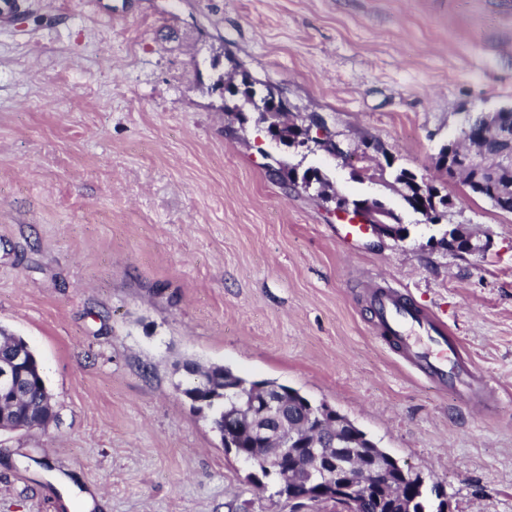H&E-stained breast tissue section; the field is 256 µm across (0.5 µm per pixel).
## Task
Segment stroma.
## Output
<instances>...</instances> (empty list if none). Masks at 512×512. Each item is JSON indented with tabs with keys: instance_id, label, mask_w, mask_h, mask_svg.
<instances>
[{
	"instance_id": "35a3bbf8",
	"label": "stroma",
	"mask_w": 512,
	"mask_h": 512,
	"mask_svg": "<svg viewBox=\"0 0 512 512\" xmlns=\"http://www.w3.org/2000/svg\"><path fill=\"white\" fill-rule=\"evenodd\" d=\"M324 116L351 154L294 149L228 86ZM512 107V0H21L0 19V328L37 355L57 414L0 431V512H326L257 488L187 364L275 379L353 420L450 512H512V213L438 172L469 117ZM326 179V197L269 158ZM453 201L442 223L393 184ZM408 233L343 243L336 198ZM487 239L448 250L445 228ZM443 321L490 413L407 366L368 300ZM415 192L407 194L409 206L416 212L422 214L429 223L439 224L444 217L439 210L437 198L439 191L435 185L416 176L414 184Z\"/></svg>"
}]
</instances>
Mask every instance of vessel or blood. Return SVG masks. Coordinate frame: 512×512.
I'll return each mask as SVG.
<instances>
[{"label": "vessel or blood", "instance_id": "1", "mask_svg": "<svg viewBox=\"0 0 512 512\" xmlns=\"http://www.w3.org/2000/svg\"><path fill=\"white\" fill-rule=\"evenodd\" d=\"M371 306L380 335L391 340L412 365L461 391L471 407L488 405L491 391L483 375L475 366L460 364L461 345L443 322L420 315L392 289H376Z\"/></svg>", "mask_w": 512, "mask_h": 512}]
</instances>
